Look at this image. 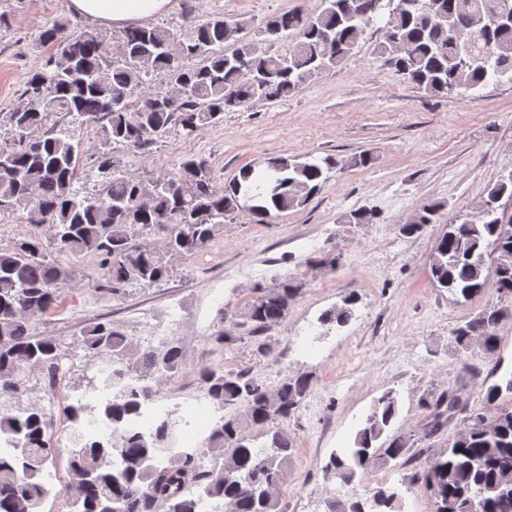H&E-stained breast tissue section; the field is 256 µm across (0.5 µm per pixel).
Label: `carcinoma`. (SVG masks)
<instances>
[{"instance_id":"obj_1","label":"carcinoma","mask_w":512,"mask_h":512,"mask_svg":"<svg viewBox=\"0 0 512 512\" xmlns=\"http://www.w3.org/2000/svg\"><path fill=\"white\" fill-rule=\"evenodd\" d=\"M385 8L382 52L417 89L438 97L475 92L491 82L512 84V0H319L312 12L299 8L272 17L253 37L247 36L245 19L197 21L189 6L177 31L129 26L109 40L97 31L69 34L66 20L44 27L40 40L59 55L27 77V103L10 115L13 145L0 154V212L23 210L27 223L46 231L0 248V400L20 399L28 370L40 369L51 386L62 368L60 344L36 335L31 325L35 315L57 305L59 285L72 276L49 250L74 258L94 255L101 270L95 287L106 294L133 283L159 284L170 276L173 257H190L224 232L243 196L254 201L253 223L266 224L274 211L305 207L339 167L331 154L278 156L262 168H240L219 187L209 160L194 155L181 158L148 188L120 170L113 145L149 156L173 129L191 137L223 121L226 112L287 98L309 78L340 65ZM282 41L290 42L288 52H271ZM193 57L199 64L185 65ZM158 72L169 76L172 92H144ZM60 113L98 129L95 165L103 180L93 196L81 195L83 149L54 120ZM504 199L512 200V171L488 187L475 218L448 222L430 262L437 287L465 300L488 289L512 296V216L500 213ZM441 209L421 206L402 233L412 236L437 223ZM375 219L373 211L358 208L344 222ZM144 232L160 236V243H136ZM301 292L302 283L292 278L255 287L240 320L219 328L213 342H234L242 329L258 351L266 350L261 335L286 319ZM356 303V296L346 297L342 306L322 314L321 322H348ZM506 314L496 304L485 305L452 330L455 343L466 350L477 341L486 353H495L497 327ZM78 347L89 361L104 359L106 366L88 378L89 387L105 398L66 409L71 448L65 491L74 512H156L159 505L163 512H200L208 500L222 501L232 512H281L278 490L293 441L279 424L309 394L308 377H286L269 390L246 371L204 369L200 381L207 394L239 411L224 417L210 435V469L200 468L197 453L187 451L164 465L160 457L174 440L168 421H159L148 435L130 431L117 444L101 430L125 427L155 395L143 381L171 378L181 357L178 343L144 349L112 324L99 322L83 331ZM502 398L501 384L494 382L477 413L458 392L424 400V435L451 424L457 428L446 452L415 475L432 491L436 512H469L475 490L483 493V512H512V406L501 404ZM487 415L494 418L491 427L484 424ZM397 416L393 394L379 397L354 446L332 452L327 470L347 484L359 469L405 456L409 439L402 435L374 447ZM51 427L38 408L0 412V436L10 444L0 452V512H38L48 497L40 477L63 452ZM245 427L266 443L253 446L242 434ZM368 495L380 512H400L396 492L379 487ZM362 501L356 493L348 501H333L328 512H364Z\"/></svg>"}]
</instances>
